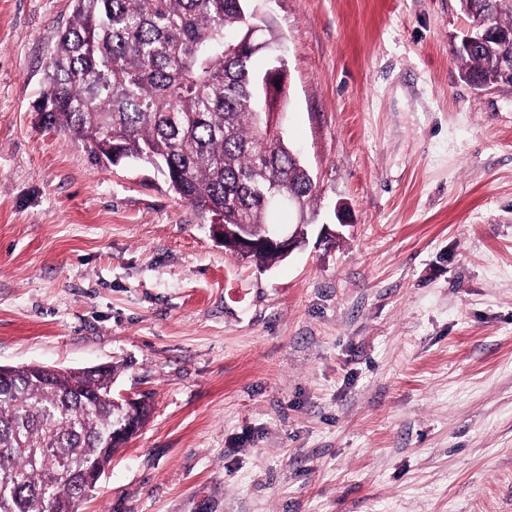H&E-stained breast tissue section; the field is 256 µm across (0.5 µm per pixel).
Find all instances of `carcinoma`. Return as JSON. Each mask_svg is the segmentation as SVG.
I'll return each instance as SVG.
<instances>
[{
  "label": "carcinoma",
  "mask_w": 512,
  "mask_h": 512,
  "mask_svg": "<svg viewBox=\"0 0 512 512\" xmlns=\"http://www.w3.org/2000/svg\"><path fill=\"white\" fill-rule=\"evenodd\" d=\"M469 20L512 30V0H460ZM251 0H73L46 66L43 126L80 141L94 163L158 170L210 222L249 224L254 235L288 213L260 192L277 182L304 208L316 199L285 132L264 113L285 96L286 67ZM466 79L512 88V53L484 38L454 53ZM116 369L28 364L0 376V512H78L119 445L112 424L145 422L151 404L114 401Z\"/></svg>",
  "instance_id": "1"
}]
</instances>
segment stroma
<instances>
[{"label":"stroma","instance_id":"1","mask_svg":"<svg viewBox=\"0 0 512 512\" xmlns=\"http://www.w3.org/2000/svg\"><path fill=\"white\" fill-rule=\"evenodd\" d=\"M317 182L304 250H226L35 105L71 0H0V364L117 366L149 422L83 512H512V89L459 0H263Z\"/></svg>","mask_w":512,"mask_h":512}]
</instances>
